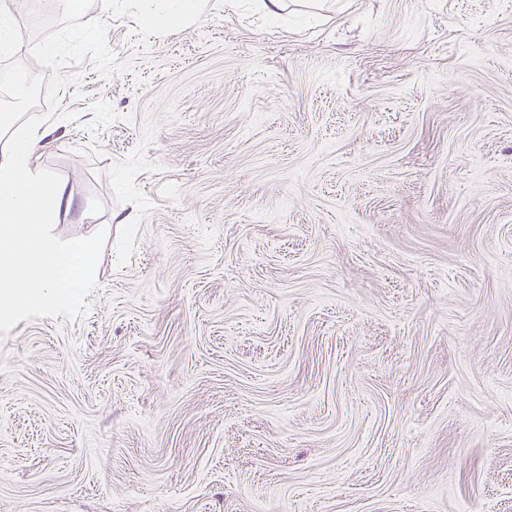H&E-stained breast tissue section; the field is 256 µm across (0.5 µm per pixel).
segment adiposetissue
Segmentation results:
<instances>
[{
  "label": "adipose tissue",
  "mask_w": 512,
  "mask_h": 512,
  "mask_svg": "<svg viewBox=\"0 0 512 512\" xmlns=\"http://www.w3.org/2000/svg\"><path fill=\"white\" fill-rule=\"evenodd\" d=\"M48 130L0 114V318L73 307L98 261L93 238L59 245L48 225L68 214L74 196L36 164Z\"/></svg>",
  "instance_id": "1"
}]
</instances>
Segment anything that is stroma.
Returning <instances> with one entry per match:
<instances>
[{"label": "stroma", "instance_id": "35a3bbf8", "mask_svg": "<svg viewBox=\"0 0 512 512\" xmlns=\"http://www.w3.org/2000/svg\"><path fill=\"white\" fill-rule=\"evenodd\" d=\"M0 0V113L95 236L0 320V512H512V0ZM193 0H167L162 12L149 15L151 22L157 26L181 23L193 12Z\"/></svg>", "mask_w": 512, "mask_h": 512}]
</instances>
